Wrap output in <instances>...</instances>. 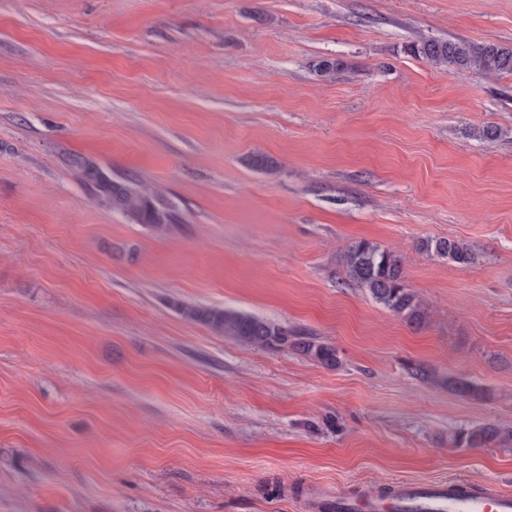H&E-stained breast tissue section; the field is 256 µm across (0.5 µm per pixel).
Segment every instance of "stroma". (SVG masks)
<instances>
[{
	"mask_svg": "<svg viewBox=\"0 0 512 512\" xmlns=\"http://www.w3.org/2000/svg\"><path fill=\"white\" fill-rule=\"evenodd\" d=\"M422 37L512 49V0H0V512L512 493V450L448 442L512 427V74L436 68ZM73 155L159 188L179 223L99 204ZM448 236L476 262L418 247ZM361 240L401 255L424 327L346 278ZM171 298L342 365L215 336ZM170 307L187 321L205 326L217 336L255 347L286 346L327 368H338L342 360L336 347L310 336H290L277 323L231 307L196 305L178 299Z\"/></svg>",
	"mask_w": 512,
	"mask_h": 512,
	"instance_id": "stroma-1",
	"label": "stroma"
}]
</instances>
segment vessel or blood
Returning a JSON list of instances; mask_svg holds the SVG:
<instances>
[{
  "mask_svg": "<svg viewBox=\"0 0 512 512\" xmlns=\"http://www.w3.org/2000/svg\"><path fill=\"white\" fill-rule=\"evenodd\" d=\"M417 503L430 512H512V494L497 489L478 491L462 481L402 482L388 501L362 502L363 512H395Z\"/></svg>",
  "mask_w": 512,
  "mask_h": 512,
  "instance_id": "1",
  "label": "vessel or blood"
}]
</instances>
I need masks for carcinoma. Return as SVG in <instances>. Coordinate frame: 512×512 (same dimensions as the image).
<instances>
[{
    "mask_svg": "<svg viewBox=\"0 0 512 512\" xmlns=\"http://www.w3.org/2000/svg\"><path fill=\"white\" fill-rule=\"evenodd\" d=\"M409 50L436 67L475 70L491 77L512 74V50L495 43L421 38L413 42ZM72 167L81 184L95 199L136 224L162 233L179 220L175 207L146 186L114 177L112 171L80 156L72 159ZM421 248L461 267L475 260L466 243L451 237L426 239L422 241ZM344 263L348 278L365 289L375 302L411 327L419 328L426 323L428 305L406 284L401 255L376 243L358 241L347 247ZM169 305L185 320L203 325L217 336L255 347L285 346L327 368L342 365L335 346L310 336H291L279 324L245 311L196 305L178 299L169 300ZM447 385L463 397L483 394L480 387L463 378L450 377ZM449 441L457 448H512V428L484 423L458 430L449 437Z\"/></svg>",
    "mask_w": 512,
    "mask_h": 512,
    "instance_id": "cac0c4a2",
    "label": "carcinoma"
}]
</instances>
